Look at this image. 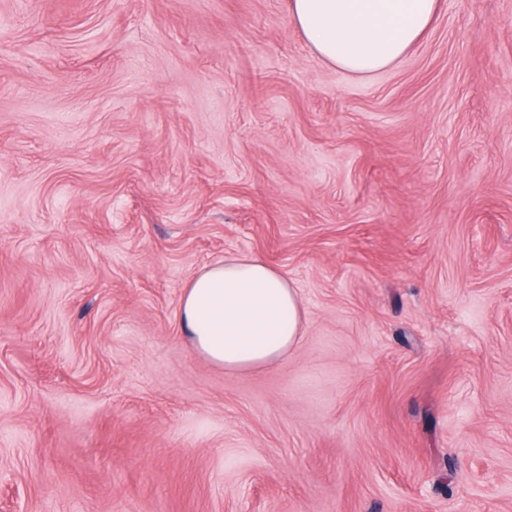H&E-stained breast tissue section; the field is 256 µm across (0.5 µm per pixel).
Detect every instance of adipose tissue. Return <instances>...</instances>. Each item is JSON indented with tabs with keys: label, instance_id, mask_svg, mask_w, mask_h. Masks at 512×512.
<instances>
[{
	"label": "adipose tissue",
	"instance_id": "adipose-tissue-1",
	"mask_svg": "<svg viewBox=\"0 0 512 512\" xmlns=\"http://www.w3.org/2000/svg\"><path fill=\"white\" fill-rule=\"evenodd\" d=\"M439 0H291L322 60L357 75L384 70L431 24ZM303 306L282 274L253 256L206 266L188 285L180 321L191 349L230 371L267 367L302 336Z\"/></svg>",
	"mask_w": 512,
	"mask_h": 512
}]
</instances>
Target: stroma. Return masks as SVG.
Listing matches in <instances>:
<instances>
[{
  "label": "stroma",
  "mask_w": 512,
  "mask_h": 512,
  "mask_svg": "<svg viewBox=\"0 0 512 512\" xmlns=\"http://www.w3.org/2000/svg\"><path fill=\"white\" fill-rule=\"evenodd\" d=\"M240 255L251 371L179 322ZM0 512H512V0L369 76L289 0H0ZM303 306L282 274L253 256L206 266L182 296L191 349L230 371L279 362L302 336Z\"/></svg>",
  "instance_id": "obj_1"
}]
</instances>
